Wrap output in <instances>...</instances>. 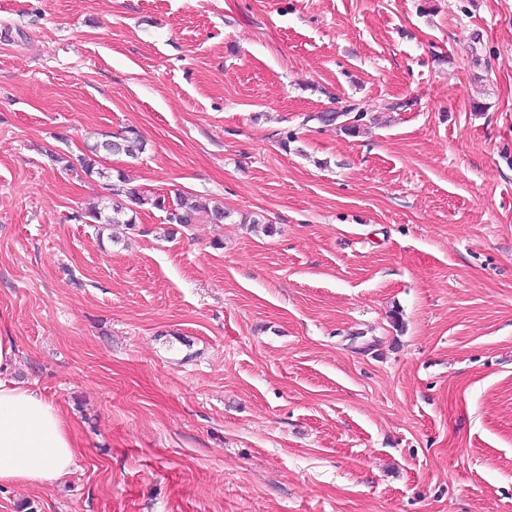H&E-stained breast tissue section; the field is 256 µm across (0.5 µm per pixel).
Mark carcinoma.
<instances>
[{
  "mask_svg": "<svg viewBox=\"0 0 512 512\" xmlns=\"http://www.w3.org/2000/svg\"><path fill=\"white\" fill-rule=\"evenodd\" d=\"M146 141L134 130L110 135V139L86 147V153L80 159V166L85 175L98 176L105 180L104 194L100 206L89 211L85 216L89 224L130 226L136 223V214L142 209H156L166 213V222L187 226L204 217L212 222H221L229 217L223 207L211 205L205 201L188 196H179L172 204L160 195L144 194L126 186L125 179L118 177L112 181L111 175L101 168L100 151L124 154L136 157L145 150Z\"/></svg>",
  "mask_w": 512,
  "mask_h": 512,
  "instance_id": "1",
  "label": "carcinoma"
}]
</instances>
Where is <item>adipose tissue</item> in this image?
<instances>
[{"instance_id": "adipose-tissue-1", "label": "adipose tissue", "mask_w": 512, "mask_h": 512, "mask_svg": "<svg viewBox=\"0 0 512 512\" xmlns=\"http://www.w3.org/2000/svg\"><path fill=\"white\" fill-rule=\"evenodd\" d=\"M15 347L0 338V486L67 474L76 458L69 423L54 401L12 379Z\"/></svg>"}]
</instances>
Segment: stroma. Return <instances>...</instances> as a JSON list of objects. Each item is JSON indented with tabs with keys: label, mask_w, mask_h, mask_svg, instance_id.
Instances as JSON below:
<instances>
[{
	"label": "stroma",
	"mask_w": 512,
	"mask_h": 512,
	"mask_svg": "<svg viewBox=\"0 0 512 512\" xmlns=\"http://www.w3.org/2000/svg\"><path fill=\"white\" fill-rule=\"evenodd\" d=\"M130 128L228 218L80 221ZM0 336L77 444L0 512H512V0H0Z\"/></svg>",
	"instance_id": "stroma-1"
}]
</instances>
